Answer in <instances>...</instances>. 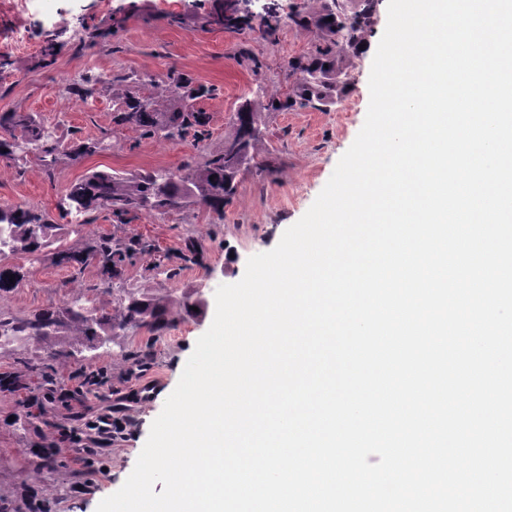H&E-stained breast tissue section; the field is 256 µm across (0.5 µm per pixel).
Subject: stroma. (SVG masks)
I'll return each instance as SVG.
<instances>
[{
	"label": "stroma",
	"instance_id": "35a3bbf8",
	"mask_svg": "<svg viewBox=\"0 0 512 512\" xmlns=\"http://www.w3.org/2000/svg\"><path fill=\"white\" fill-rule=\"evenodd\" d=\"M221 2L28 0L20 12L0 0V34L22 23L34 43L24 52L0 46V113L18 112L50 127L58 157L49 170L34 158L21 165L0 158V207L44 213L61 225L62 247L77 252L103 237L116 245L131 238L146 245L109 283L96 264L79 274L58 264L51 248L34 261L10 256L0 263L16 270L20 281L0 292V313L25 318L62 305L72 296L68 282L74 276L81 294L98 305L139 289L159 296L188 291L204 302L196 315L175 318L160 337L131 329L109 346L84 351L65 368L33 344L0 350V375L11 381L0 385V512H96L120 489L179 382L191 343L213 321L216 289L240 281L251 256L276 247L311 207L364 124L388 0L377 2L341 102L265 114L267 164L241 169L236 199L223 211H143L119 224L99 209L72 232L66 194L89 172L129 176L198 165L223 149L232 117L245 102H260L272 91L288 93V62L308 55L312 38L285 22L270 39L248 29L227 30L216 15ZM173 70L212 90L194 102L210 117L205 135L192 131L170 142L113 123L115 92L152 95L153 81ZM73 78L80 79L83 95L61 92ZM96 141L102 150L71 157L74 145ZM192 250L200 252L199 262L184 261ZM34 364L41 375L31 372ZM110 409L125 418L123 434L99 456L76 458L63 437L84 432V417Z\"/></svg>",
	"mask_w": 512,
	"mask_h": 512
}]
</instances>
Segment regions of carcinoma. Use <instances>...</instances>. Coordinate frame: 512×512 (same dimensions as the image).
<instances>
[{
  "mask_svg": "<svg viewBox=\"0 0 512 512\" xmlns=\"http://www.w3.org/2000/svg\"><path fill=\"white\" fill-rule=\"evenodd\" d=\"M376 2L325 0L317 11L297 9L288 14L287 19L296 28L313 34L319 43L313 53L288 62L289 75L294 77L288 95L272 94L258 108L247 103L234 115L232 133L225 143L242 149L243 161L219 152L200 166H185L177 175L166 170L130 176L94 171L69 188L67 213L79 215L105 208L123 223L129 215L143 210L190 211L201 206L223 210L236 195L235 178L241 164H250L257 158L263 113L285 111L297 105L318 109L341 98L348 82L340 77L349 75L352 58L365 43ZM192 83L190 77L170 74L153 86L190 100L208 93L203 87H192ZM115 103L112 113L115 125L140 129L150 137L175 141L191 129L203 135L208 124L206 113L192 106H182L175 112L157 111L151 95L140 98L118 94ZM19 125L23 127V134L18 137L14 128ZM55 151L52 133L44 125L15 112L0 114L1 158L24 163L32 154L49 169L56 163ZM56 228L57 225L35 210L21 206L1 208L0 259L17 253L39 259L45 249L57 243ZM135 246L136 241L131 240L124 248L114 250L112 239L104 237L84 257H77L67 249H57L58 263H77L75 272L79 274L86 264L95 261L110 281L120 275L125 255ZM193 305L192 295L187 293L158 297L137 290L126 293L110 309L90 305L76 297L62 307L51 306L26 318L6 319L0 314V327H9L12 338L38 345L57 364L66 367L83 350H96L125 335L129 329L159 332L167 328L174 317L193 315Z\"/></svg>",
  "mask_w": 512,
  "mask_h": 512,
  "instance_id": "carcinoma-1",
  "label": "carcinoma"
}]
</instances>
